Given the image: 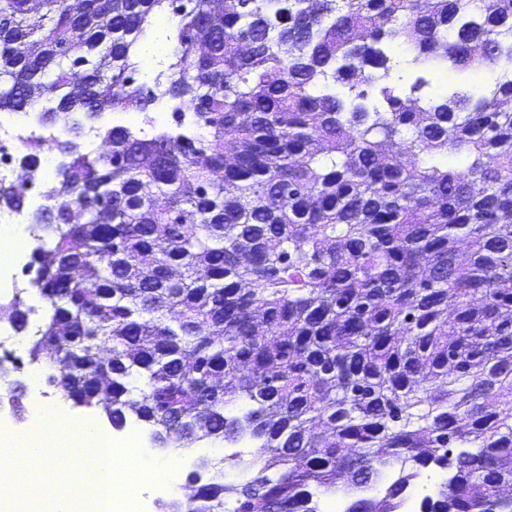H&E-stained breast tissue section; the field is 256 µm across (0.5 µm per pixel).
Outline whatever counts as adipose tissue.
Instances as JSON below:
<instances>
[{
  "mask_svg": "<svg viewBox=\"0 0 512 512\" xmlns=\"http://www.w3.org/2000/svg\"><path fill=\"white\" fill-rule=\"evenodd\" d=\"M81 436L84 442L79 456L92 494L93 512H112V500L121 488L112 480V457L105 431L97 425H85L78 417L63 416L50 404L37 408L31 428L15 448H0V471H19L35 465L40 478L29 484L26 496L33 501H49L53 512H77L72 492L71 468L57 445L63 437Z\"/></svg>",
  "mask_w": 512,
  "mask_h": 512,
  "instance_id": "obj_1",
  "label": "adipose tissue"
}]
</instances>
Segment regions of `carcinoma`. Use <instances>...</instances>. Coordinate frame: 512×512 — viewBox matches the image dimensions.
I'll use <instances>...</instances> for the list:
<instances>
[{
	"label": "carcinoma",
	"instance_id": "carcinoma-1",
	"mask_svg": "<svg viewBox=\"0 0 512 512\" xmlns=\"http://www.w3.org/2000/svg\"><path fill=\"white\" fill-rule=\"evenodd\" d=\"M209 2L0 0V112L44 102L77 136L167 99L205 130L58 142L30 361L92 406L110 346L113 426L256 444L246 483L162 512H317L337 471L360 489L396 464L345 512H398L432 465L454 473L421 512H512V0ZM160 17L176 46L147 89ZM394 40L421 72L487 69L485 92L404 85Z\"/></svg>",
	"mask_w": 512,
	"mask_h": 512
}]
</instances>
